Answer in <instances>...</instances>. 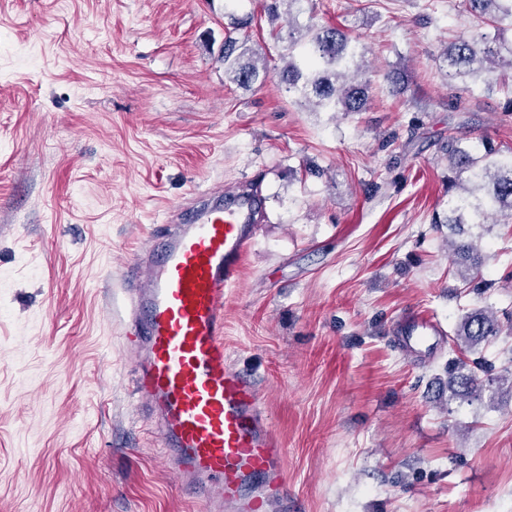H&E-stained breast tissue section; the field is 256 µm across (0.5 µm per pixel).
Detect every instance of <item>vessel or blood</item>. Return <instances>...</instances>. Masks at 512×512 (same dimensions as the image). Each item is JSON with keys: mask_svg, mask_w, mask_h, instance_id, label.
Returning a JSON list of instances; mask_svg holds the SVG:
<instances>
[{"mask_svg": "<svg viewBox=\"0 0 512 512\" xmlns=\"http://www.w3.org/2000/svg\"><path fill=\"white\" fill-rule=\"evenodd\" d=\"M259 199L217 193L179 213L151 257L128 275L127 338L135 389L154 415L166 459L215 512H292L286 451L255 382L224 352V296L259 227ZM435 329L414 322L409 346L430 348Z\"/></svg>", "mask_w": 512, "mask_h": 512, "instance_id": "vessel-or-blood-1", "label": "vessel or blood"}]
</instances>
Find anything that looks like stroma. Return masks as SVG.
Here are the masks:
<instances>
[{
    "label": "stroma",
    "instance_id": "1",
    "mask_svg": "<svg viewBox=\"0 0 512 512\" xmlns=\"http://www.w3.org/2000/svg\"><path fill=\"white\" fill-rule=\"evenodd\" d=\"M455 2L305 0L301 22L359 39L372 80L337 116L287 92L266 0H0V512H204L134 393L125 278L168 212L251 186L261 231L224 348L282 439L296 512H512V388L445 385L461 316L512 317V226L483 239L482 297L431 221L442 137L512 150V81L448 106L442 45L488 30ZM247 16L270 73L243 89L220 57ZM417 317L442 329L434 351L406 347Z\"/></svg>",
    "mask_w": 512,
    "mask_h": 512
}]
</instances>
